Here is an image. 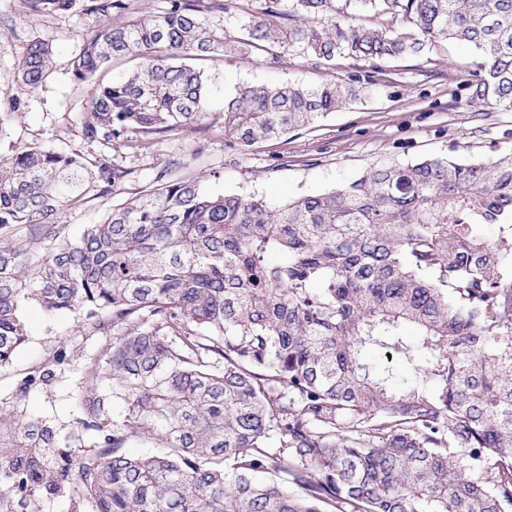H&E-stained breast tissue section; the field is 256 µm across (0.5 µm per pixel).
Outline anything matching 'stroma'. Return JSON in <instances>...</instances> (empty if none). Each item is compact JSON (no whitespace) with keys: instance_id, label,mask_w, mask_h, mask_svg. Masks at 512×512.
<instances>
[{"instance_id":"35a3bbf8","label":"stroma","mask_w":512,"mask_h":512,"mask_svg":"<svg viewBox=\"0 0 512 512\" xmlns=\"http://www.w3.org/2000/svg\"><path fill=\"white\" fill-rule=\"evenodd\" d=\"M80 25L71 15L46 18L26 12L21 0H0V103L21 101L0 130V153L33 143L77 149L91 157L100 152V145L83 143L75 135L86 91L71 80L68 60ZM35 37L52 44L54 73L45 85L31 90L18 81L16 63ZM478 60L474 47L451 41L438 44L424 58L378 65L342 57L327 68L296 52L277 61L259 54L225 57L207 69L212 91L204 108L215 116L223 112L225 97L241 85L334 81L352 85L356 96L313 127L294 133L287 144L269 142L248 157L225 149L219 123L200 134L172 132L150 151L127 153L125 164L134 173L124 192H136L172 157L201 175L208 192L254 196L274 205L334 189L380 166L443 155L497 158L512 151V108L473 101L469 81ZM22 316L29 337L12 364L0 369V404L12 401L15 385L26 372L66 347L67 364L49 384L31 391L20 407L50 419L70 447L90 446V437L77 426L83 413L82 377L98 360L105 337L79 327L72 312L50 315L27 305Z\"/></svg>"}]
</instances>
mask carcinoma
Wrapping results in <instances>:
<instances>
[{"label": "carcinoma", "instance_id": "cac0c4a2", "mask_svg": "<svg viewBox=\"0 0 512 512\" xmlns=\"http://www.w3.org/2000/svg\"><path fill=\"white\" fill-rule=\"evenodd\" d=\"M23 2L83 17L77 133L105 150L0 155V368L27 341L26 304L77 313L108 342L77 421L90 447L0 411V512L59 497L69 512H512V152L383 166L280 206L208 193L170 158L80 238L61 221L122 190L132 169L114 145L147 151L220 121L224 147L249 156L355 97L245 85L213 118L201 63L229 54L330 67L454 41L481 52L472 98L512 108V0H265L231 27L214 19L233 0H167L150 18L134 0ZM358 6L392 24H353ZM52 57L29 40L20 82L41 87ZM369 347L411 373L404 390ZM65 362L61 348L28 372L16 400ZM147 440L160 452L128 451Z\"/></svg>", "mask_w": 512, "mask_h": 512}]
</instances>
